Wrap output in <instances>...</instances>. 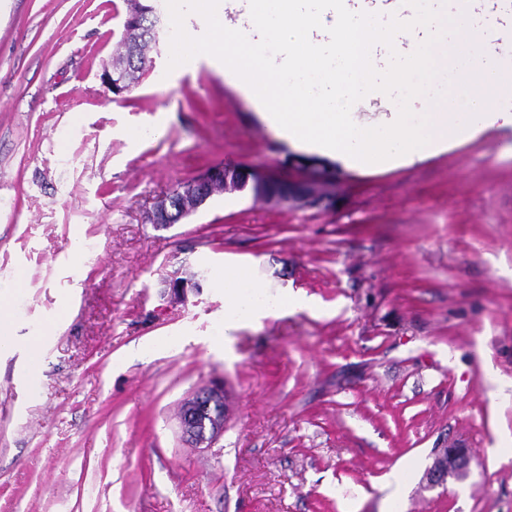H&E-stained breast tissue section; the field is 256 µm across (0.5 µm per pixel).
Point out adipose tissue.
<instances>
[{
  "mask_svg": "<svg viewBox=\"0 0 512 512\" xmlns=\"http://www.w3.org/2000/svg\"><path fill=\"white\" fill-rule=\"evenodd\" d=\"M199 0L212 37L200 43L191 36L173 39V63L188 66L203 56L217 57L226 82L234 84L280 139L335 161L339 168L387 170L425 160L467 135L512 123L503 110L512 100V70L495 66L496 52L478 47L470 22L471 0H461L450 14L435 11L429 0ZM392 26L377 30L375 17ZM329 29L337 48L316 44ZM456 34L453 44L444 31ZM276 44L281 60L270 64L265 48ZM401 58L398 68L378 69L377 54ZM475 69L490 73L483 95L467 83ZM402 85L407 97L387 95ZM421 97L424 107L410 111L406 100ZM379 102L381 109L357 120L358 101ZM261 261L250 257L224 260V321L215 334L226 339L271 311L308 306L306 298L281 291L267 303L270 286L258 276Z\"/></svg>",
  "mask_w": 512,
  "mask_h": 512,
  "instance_id": "adipose-tissue-1",
  "label": "adipose tissue"
}]
</instances>
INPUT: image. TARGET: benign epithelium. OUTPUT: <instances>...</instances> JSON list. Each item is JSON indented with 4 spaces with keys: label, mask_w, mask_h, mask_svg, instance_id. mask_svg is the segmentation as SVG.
<instances>
[{
    "label": "benign epithelium",
    "mask_w": 512,
    "mask_h": 512,
    "mask_svg": "<svg viewBox=\"0 0 512 512\" xmlns=\"http://www.w3.org/2000/svg\"><path fill=\"white\" fill-rule=\"evenodd\" d=\"M129 14L124 25L123 47L125 52L112 60V68L101 75L106 92L122 96L129 91L127 73L132 56L150 41L159 38L160 18L155 7L142 6L140 0H127ZM222 184L230 192H249L254 198L268 202H288L313 204L323 199V192L314 178L283 180L275 178L252 167L243 165L213 166L199 175L190 189L180 196L170 193L161 196L155 203L149 220L153 224L167 226L178 224L195 213L214 195L215 185ZM194 279L185 278L177 270L170 280L172 292L183 297L193 287ZM224 401V385L213 384L198 389L184 402L180 416L183 436L197 448H210L215 439L224 432V423L213 419L206 421L203 412L214 403ZM471 459L466 448H443L436 455L426 473L430 488L443 487L448 483L449 474L465 471Z\"/></svg>",
    "instance_id": "obj_1"
}]
</instances>
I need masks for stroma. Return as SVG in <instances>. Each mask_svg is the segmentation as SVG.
<instances>
[{
    "mask_svg": "<svg viewBox=\"0 0 512 512\" xmlns=\"http://www.w3.org/2000/svg\"><path fill=\"white\" fill-rule=\"evenodd\" d=\"M157 8L115 99L125 0H0V512H512V125L381 172L319 158L318 206L221 193L159 228L157 199L208 167L311 155L210 62L172 67L171 33L206 20ZM228 254L316 310L214 344ZM178 269L204 275L183 301ZM214 381L224 433L188 447L181 404ZM453 447L468 472L428 488ZM471 459L468 449L441 448L426 473L429 488L443 487L448 483L449 474L453 471H466Z\"/></svg>",
    "mask_w": 512,
    "mask_h": 512,
    "instance_id": "35a3bbf8",
    "label": "stroma"
}]
</instances>
